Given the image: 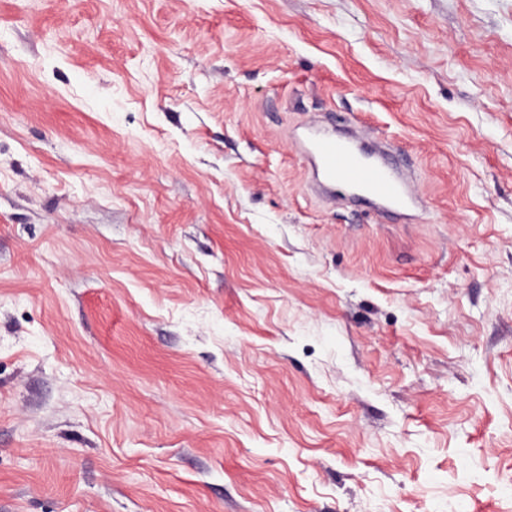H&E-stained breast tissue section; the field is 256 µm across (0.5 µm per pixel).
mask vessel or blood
I'll list each match as a JSON object with an SVG mask.
<instances>
[{
  "label": "vessel or blood",
  "mask_w": 512,
  "mask_h": 512,
  "mask_svg": "<svg viewBox=\"0 0 512 512\" xmlns=\"http://www.w3.org/2000/svg\"><path fill=\"white\" fill-rule=\"evenodd\" d=\"M297 145L312 169L317 192L328 198L363 200L384 214L411 215L420 198L409 177L394 168L383 147L366 148L356 132L336 134L309 122Z\"/></svg>",
  "instance_id": "1"
}]
</instances>
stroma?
I'll list each match as a JSON object with an SVG mask.
<instances>
[{
	"label": "stroma",
	"mask_w": 512,
	"mask_h": 512,
	"mask_svg": "<svg viewBox=\"0 0 512 512\" xmlns=\"http://www.w3.org/2000/svg\"><path fill=\"white\" fill-rule=\"evenodd\" d=\"M0 512H512V0H0ZM305 129L296 144L311 165L317 192L333 200L367 201L383 214L409 216L418 209L411 180L390 164L383 147L367 149L357 132L336 135L315 121Z\"/></svg>",
	"instance_id": "stroma-1"
}]
</instances>
